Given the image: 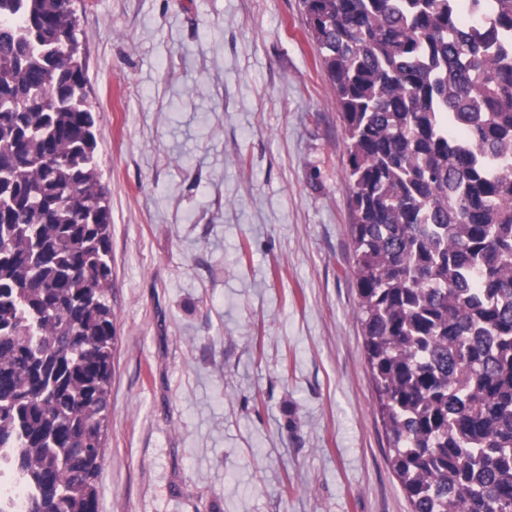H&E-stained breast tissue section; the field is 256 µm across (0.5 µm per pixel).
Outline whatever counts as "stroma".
Instances as JSON below:
<instances>
[{
  "label": "stroma",
  "instance_id": "stroma-1",
  "mask_svg": "<svg viewBox=\"0 0 512 512\" xmlns=\"http://www.w3.org/2000/svg\"><path fill=\"white\" fill-rule=\"evenodd\" d=\"M110 209L99 512H412L300 0H73Z\"/></svg>",
  "mask_w": 512,
  "mask_h": 512
}]
</instances>
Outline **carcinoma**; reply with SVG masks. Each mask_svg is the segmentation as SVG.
<instances>
[{"label": "carcinoma", "mask_w": 512, "mask_h": 512, "mask_svg": "<svg viewBox=\"0 0 512 512\" xmlns=\"http://www.w3.org/2000/svg\"><path fill=\"white\" fill-rule=\"evenodd\" d=\"M72 0H0V479L98 512L110 214ZM413 512H512V0H302Z\"/></svg>", "instance_id": "1"}]
</instances>
